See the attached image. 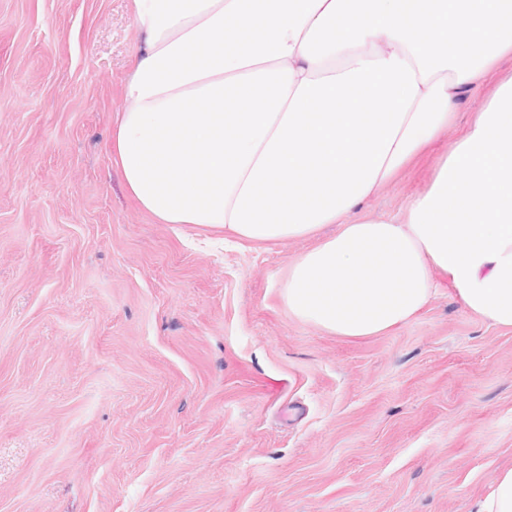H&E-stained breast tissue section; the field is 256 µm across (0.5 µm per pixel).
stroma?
Listing matches in <instances>:
<instances>
[{"mask_svg": "<svg viewBox=\"0 0 512 512\" xmlns=\"http://www.w3.org/2000/svg\"><path fill=\"white\" fill-rule=\"evenodd\" d=\"M137 38L131 0H0V512H474L512 467V328L443 287L342 338L280 295L315 238L157 223L112 162Z\"/></svg>", "mask_w": 512, "mask_h": 512, "instance_id": "obj_1", "label": "stroma"}]
</instances>
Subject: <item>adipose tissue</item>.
Returning a JSON list of instances; mask_svg holds the SVG:
<instances>
[{"mask_svg":"<svg viewBox=\"0 0 512 512\" xmlns=\"http://www.w3.org/2000/svg\"><path fill=\"white\" fill-rule=\"evenodd\" d=\"M112 159L163 224L258 242L319 236L281 297L362 338L440 285L512 327V75L402 214L364 205L512 57V0H132Z\"/></svg>","mask_w":512,"mask_h":512,"instance_id":"1","label":"adipose tissue"}]
</instances>
